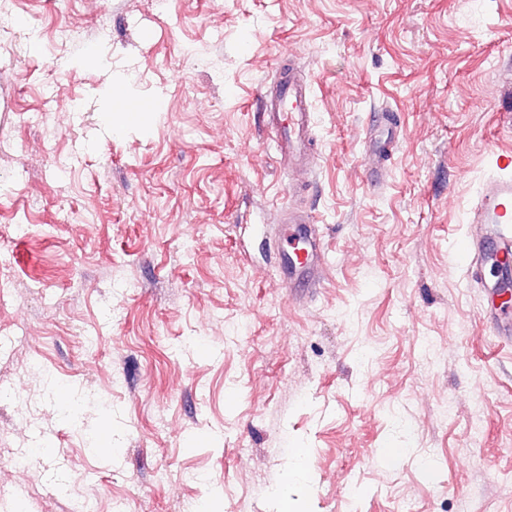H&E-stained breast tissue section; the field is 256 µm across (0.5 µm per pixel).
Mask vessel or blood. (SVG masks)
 Listing matches in <instances>:
<instances>
[{"mask_svg": "<svg viewBox=\"0 0 512 512\" xmlns=\"http://www.w3.org/2000/svg\"><path fill=\"white\" fill-rule=\"evenodd\" d=\"M263 105L268 121L277 131L275 149L280 156L311 168L312 102L308 85L295 74L281 77L275 96ZM288 248L280 257L284 280L292 288L321 287L325 267L323 243L310 213L289 215ZM468 224L472 232L455 246V260L472 274L485 268L512 267V154L495 155V170L482 183L470 206ZM488 320L496 335H512V306L491 305Z\"/></svg>", "mask_w": 512, "mask_h": 512, "instance_id": "vessel-or-blood-1", "label": "vessel or blood"}]
</instances>
